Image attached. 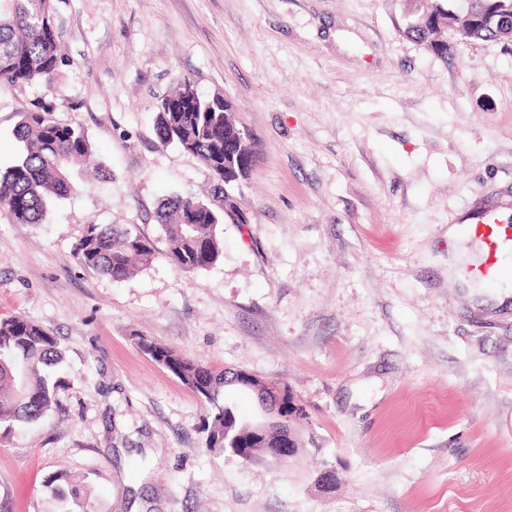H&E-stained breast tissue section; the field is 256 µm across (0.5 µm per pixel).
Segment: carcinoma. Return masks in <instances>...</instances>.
<instances>
[{
    "instance_id": "1",
    "label": "carcinoma",
    "mask_w": 512,
    "mask_h": 512,
    "mask_svg": "<svg viewBox=\"0 0 512 512\" xmlns=\"http://www.w3.org/2000/svg\"><path fill=\"white\" fill-rule=\"evenodd\" d=\"M485 8L482 0H406L398 31L440 57H447L448 35L460 44L481 40L507 43L512 14L500 24L467 30L461 24L448 28L453 14ZM61 45L54 23L53 0H0V83L32 86L56 73ZM232 101L221 93L200 92L185 77L159 107L156 134L162 147L174 145L196 156L211 176V197L221 201L215 208L206 200L172 195L157 211L166 255L182 272H197L215 265L224 253L221 226L225 219L246 223L241 196L234 190L246 179H224L227 168L253 170L260 162L253 134H245L231 118ZM23 150L15 164L0 171V212L17 224L43 223L50 204L80 191L84 184L74 179L75 167L92 165L106 171L94 143L79 125L57 122L49 108L24 112L14 128ZM153 241L134 234L120 224H89L73 249L75 262L85 270L128 278L137 264L154 256ZM138 348L151 356L198 393L205 403L201 432L211 450H230L253 460L273 452L277 425L263 408L244 417L221 398L226 387L255 393L243 370L216 371L205 363L145 337H136ZM62 358L60 342L48 328L23 315L0 317V440L19 423H33L56 403L58 383L45 369ZM52 494L70 499L92 512L83 500V481L57 475L49 482Z\"/></svg>"
}]
</instances>
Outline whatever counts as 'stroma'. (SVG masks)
Returning <instances> with one entry per match:
<instances>
[{
    "label": "stroma",
    "mask_w": 512,
    "mask_h": 512,
    "mask_svg": "<svg viewBox=\"0 0 512 512\" xmlns=\"http://www.w3.org/2000/svg\"><path fill=\"white\" fill-rule=\"evenodd\" d=\"M51 85L0 84V168L21 113L80 124L111 177L45 223L0 214V317L52 330L57 403L0 442V512H512V296L470 273L474 236L512 218V48L401 36L403 0H53ZM227 95L258 140L246 223L224 256L175 269L156 212L204 196L208 170L161 147L184 77ZM89 224L154 241L129 278L72 258ZM143 335L212 368L288 388L309 415L296 457L204 443L200 396L141 352ZM341 474L320 491L326 467ZM52 494L62 501L71 499L73 502L82 504L83 509L81 512H93L88 508V502L82 501L84 495L83 481L76 479L70 475H57L49 482Z\"/></svg>",
    "instance_id": "35a3bbf8"
}]
</instances>
